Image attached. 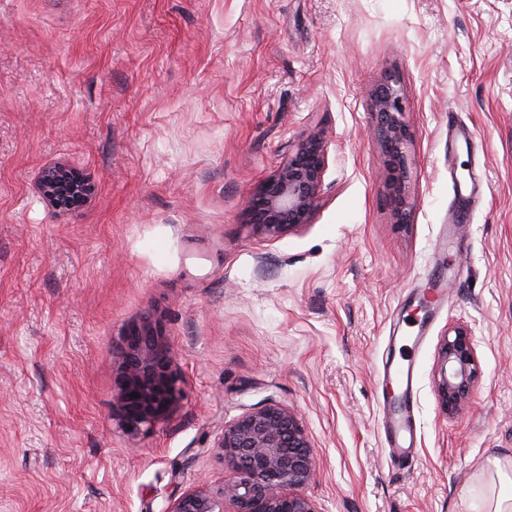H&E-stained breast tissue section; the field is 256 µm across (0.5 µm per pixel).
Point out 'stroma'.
Here are the masks:
<instances>
[{
    "instance_id": "stroma-1",
    "label": "stroma",
    "mask_w": 512,
    "mask_h": 512,
    "mask_svg": "<svg viewBox=\"0 0 512 512\" xmlns=\"http://www.w3.org/2000/svg\"><path fill=\"white\" fill-rule=\"evenodd\" d=\"M390 79L406 224L373 134ZM452 123L473 134L453 153ZM312 132V222L255 233L244 199ZM54 161L87 201L42 199ZM452 169L484 186L454 226ZM435 282L400 463L378 369ZM146 321L182 393L134 434L112 394ZM458 322L480 373L450 415L436 378ZM268 396L306 429L316 512H484L482 471L512 459V0H0V512H166L223 479L225 424ZM72 170L61 162L48 163L41 168L36 188L46 202L57 209L63 205L52 202L53 192L64 184L66 171Z\"/></svg>"
}]
</instances>
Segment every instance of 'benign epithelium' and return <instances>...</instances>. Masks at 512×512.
I'll use <instances>...</instances> for the list:
<instances>
[{"label": "benign epithelium", "mask_w": 512, "mask_h": 512, "mask_svg": "<svg viewBox=\"0 0 512 512\" xmlns=\"http://www.w3.org/2000/svg\"><path fill=\"white\" fill-rule=\"evenodd\" d=\"M374 134L381 142L393 193L397 222H408L403 190L407 178L405 145L410 138L403 94L390 80L376 93ZM327 145L322 134L298 140L288 159L273 170L245 201L255 232L279 237L311 223L323 189ZM69 167L61 162L41 168L36 188L49 205L64 184ZM479 375V361L468 326L448 330L441 347L436 387L450 414L458 411ZM139 397L134 398L132 394ZM181 389L172 347L150 324L131 328L123 339V383L112 394V409L126 418L130 430L153 429L176 404ZM225 479L202 483L171 499L168 512H316L301 493L316 475V463L298 416L272 397L253 405L224 426L217 443Z\"/></svg>", "instance_id": "7a95c632"}]
</instances>
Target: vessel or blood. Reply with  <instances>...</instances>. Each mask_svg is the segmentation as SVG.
Listing matches in <instances>:
<instances>
[{
  "label": "vessel or blood",
  "instance_id": "b4317fda",
  "mask_svg": "<svg viewBox=\"0 0 512 512\" xmlns=\"http://www.w3.org/2000/svg\"><path fill=\"white\" fill-rule=\"evenodd\" d=\"M483 181L479 174H470L466 179H455L456 206L451 217L456 221H463L470 215L475 199L482 192ZM382 384L394 385L399 391V408L385 407L381 426L392 458L400 459L408 454L407 448L402 447V439L413 434L415 421L413 416L414 402V371L409 357L400 359H387L381 372Z\"/></svg>",
  "mask_w": 512,
  "mask_h": 512
}]
</instances>
